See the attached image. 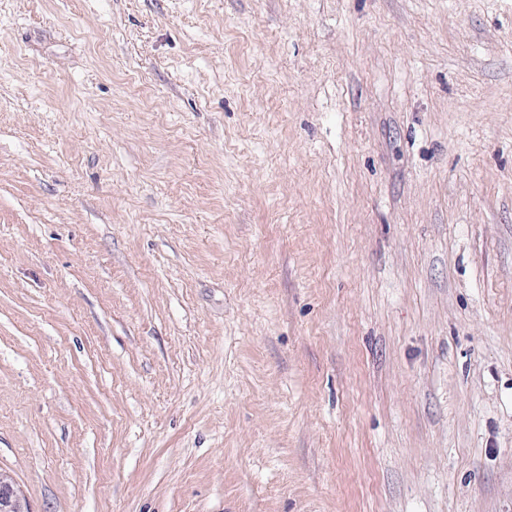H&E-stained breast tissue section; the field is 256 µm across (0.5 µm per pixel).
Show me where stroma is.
Returning <instances> with one entry per match:
<instances>
[{
  "instance_id": "35a3bbf8",
  "label": "stroma",
  "mask_w": 512,
  "mask_h": 512,
  "mask_svg": "<svg viewBox=\"0 0 512 512\" xmlns=\"http://www.w3.org/2000/svg\"><path fill=\"white\" fill-rule=\"evenodd\" d=\"M0 471L512 512V0H0Z\"/></svg>"
}]
</instances>
